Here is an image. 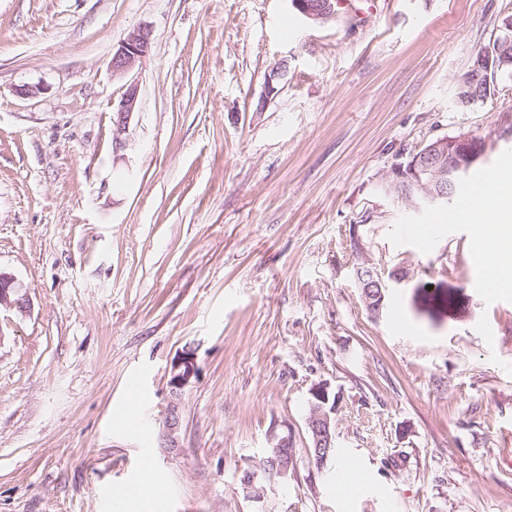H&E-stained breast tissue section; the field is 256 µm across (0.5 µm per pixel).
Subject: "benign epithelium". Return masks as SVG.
I'll return each instance as SVG.
<instances>
[{
  "instance_id": "benign-epithelium-1",
  "label": "benign epithelium",
  "mask_w": 512,
  "mask_h": 512,
  "mask_svg": "<svg viewBox=\"0 0 512 512\" xmlns=\"http://www.w3.org/2000/svg\"><path fill=\"white\" fill-rule=\"evenodd\" d=\"M293 7L311 23L325 25L336 20V0H292ZM150 50V33L136 29L128 34L112 56V71L117 75L129 72ZM491 60L485 55L476 56L471 75L473 85L479 87L490 79ZM139 89L135 84L126 92L113 118V140L121 141L128 121L135 112ZM484 153L482 141L468 132H460L452 138H440L431 146L412 153L406 164L394 163L386 174V180L393 187L403 189L404 197L416 207L439 206L448 201V188L461 172L479 162ZM370 280L363 283L362 297L367 311L373 317L381 314L385 292L388 286L379 270L369 266ZM29 308L27 295L21 292L14 276L0 271V310ZM197 375L193 354L184 353L174 367L170 380L175 390L185 387ZM336 412V396L332 395L326 383H319L311 390V408L307 428L311 440V451L317 464L324 463L336 447V432L332 414ZM277 475L288 473L293 464L290 442L282 439L276 445Z\"/></svg>"
}]
</instances>
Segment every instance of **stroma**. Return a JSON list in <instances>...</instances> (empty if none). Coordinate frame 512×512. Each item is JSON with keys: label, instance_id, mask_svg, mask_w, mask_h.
I'll return each instance as SVG.
<instances>
[{"label": "stroma", "instance_id": "stroma-1", "mask_svg": "<svg viewBox=\"0 0 512 512\" xmlns=\"http://www.w3.org/2000/svg\"><path fill=\"white\" fill-rule=\"evenodd\" d=\"M507 15L512 0H380L326 25L291 0H0V270L30 300L0 312V512H106L118 487L134 512H512V287L476 288V224L418 241L428 209L382 190L439 136L480 138L481 172L512 154L511 71L484 104L453 100ZM139 28L149 54L113 75ZM366 261L405 276L376 318ZM186 349L198 373L176 392ZM322 382L340 455L320 467ZM284 438L291 469L254 497L243 470ZM351 456L360 484L340 494ZM139 89L137 84H130L116 110V117L113 118V140L121 142V136L125 133L128 121L135 112L138 103ZM310 394L311 408L307 428L314 460L321 465L336 447L335 425L331 416L336 412V394L332 396L327 383L317 384Z\"/></svg>", "mask_w": 512, "mask_h": 512}]
</instances>
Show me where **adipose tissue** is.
Returning a JSON list of instances; mask_svg holds the SVG:
<instances>
[{"label": "adipose tissue", "instance_id": "ef3b65f1", "mask_svg": "<svg viewBox=\"0 0 512 512\" xmlns=\"http://www.w3.org/2000/svg\"><path fill=\"white\" fill-rule=\"evenodd\" d=\"M504 188L500 176L490 178V205L469 210V221L478 223L480 236L478 249L486 257L491 274L501 283L512 282V266L504 265L500 259L497 242L503 236L512 234V215L504 211L501 200Z\"/></svg>", "mask_w": 512, "mask_h": 512}]
</instances>
